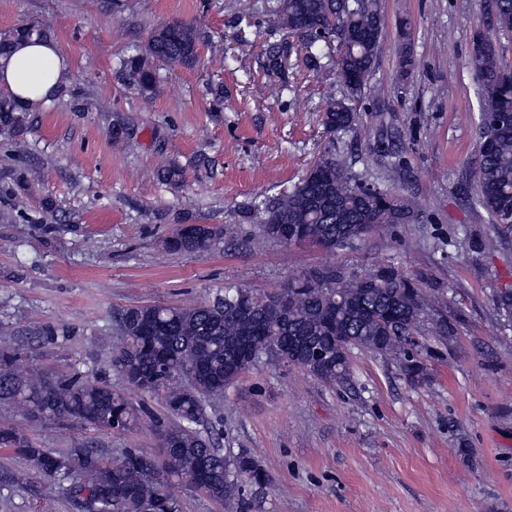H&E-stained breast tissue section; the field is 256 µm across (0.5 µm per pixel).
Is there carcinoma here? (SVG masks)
I'll return each instance as SVG.
<instances>
[{
  "instance_id": "cac0c4a2",
  "label": "carcinoma",
  "mask_w": 512,
  "mask_h": 512,
  "mask_svg": "<svg viewBox=\"0 0 512 512\" xmlns=\"http://www.w3.org/2000/svg\"><path fill=\"white\" fill-rule=\"evenodd\" d=\"M485 35L472 42L471 61L482 89L479 140L471 175L476 200L491 223L512 227V71L504 67L491 33L512 31V0H484ZM242 18L262 14L268 32L279 40L267 44L268 68L278 72L292 43L305 51L315 69L339 71L347 94L324 96L323 124L331 134L353 129L358 113L352 98L371 89L382 36L379 0H245ZM48 36L37 24L0 33V54L18 39ZM193 69L199 60L197 32L190 23L155 28L144 51L121 60L129 84L141 95L154 94V62ZM28 106L0 95V134L17 133L29 123ZM402 204L386 186L365 183L336 147L288 191L251 206L262 236L287 245L295 238L334 252L353 246L396 217ZM216 224H179L166 239L174 252L200 253L224 238ZM280 293L288 297L282 311L270 294L246 288L189 306L137 305L120 314L124 342L111 366L124 384L144 394L164 392L165 411L155 420L162 455L139 448L112 459L101 449L81 444L63 450L42 448L17 427H0V448L25 458L40 477L59 485L81 512H156L179 507L167 491L172 477L205 479L204 495L229 508L241 504L248 485L268 480L248 453L226 454L220 431L208 419L236 377L268 353L284 361L288 340L301 339L309 349L301 361L330 387L351 381L353 350L390 357L411 383L427 378V361L440 352L419 340L432 300L405 272L387 267L374 282L335 269L313 270L290 281ZM456 315L435 321L439 345L453 349ZM0 402L49 427L76 420L97 432L129 431L140 411L112 383L83 375L49 376L27 362L19 349L0 350Z\"/></svg>"
}]
</instances>
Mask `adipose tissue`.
<instances>
[{
    "label": "adipose tissue",
    "mask_w": 512,
    "mask_h": 512,
    "mask_svg": "<svg viewBox=\"0 0 512 512\" xmlns=\"http://www.w3.org/2000/svg\"><path fill=\"white\" fill-rule=\"evenodd\" d=\"M69 71L67 60L54 42L22 41L0 58V85L21 103L30 105L53 94Z\"/></svg>",
    "instance_id": "1"
}]
</instances>
